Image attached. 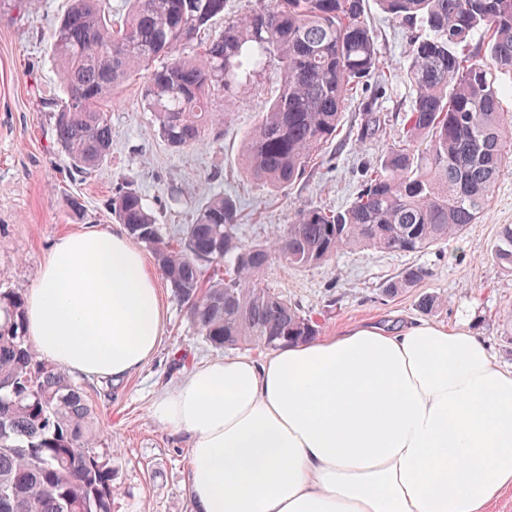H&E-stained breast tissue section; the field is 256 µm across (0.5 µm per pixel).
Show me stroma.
I'll return each instance as SVG.
<instances>
[{
	"mask_svg": "<svg viewBox=\"0 0 512 512\" xmlns=\"http://www.w3.org/2000/svg\"><path fill=\"white\" fill-rule=\"evenodd\" d=\"M68 0H27L0 10V288L27 293L36 284L43 256L62 236L88 228L112 229L113 194L134 184L156 212L166 234L190 223L208 197L224 193L241 203L237 234L255 243L291 223L298 210L349 205L365 168L404 134L411 90L398 77L372 78L362 97L376 96L380 126L362 136L361 99L345 106L335 141L310 174L284 191L263 187L242 172L239 154L259 115L277 96L280 75L269 66L240 95L222 127L204 144L171 150L153 131L150 113L138 108L141 76H133L108 104L112 159L102 169L73 175L53 137V108L62 95L48 47ZM384 58L404 63L410 34L366 0ZM82 213H75L71 200ZM512 224V163L496 180L487 210L464 233L421 253L346 249L326 264L293 268L272 262L265 286L317 318L322 331L357 322L397 327L419 320L466 326L489 347L496 362L512 366V270L492 259L502 225ZM422 265L430 278L395 297L385 283L405 267ZM158 288L167 308L162 343L153 360L121 383L72 379L84 389L97 418L98 445L112 453L117 490L112 512H193L187 488V436L158 426L151 415L156 394L174 389L188 371L223 351L208 346L190 326L170 285ZM442 304L425 312L419 300Z\"/></svg>",
	"mask_w": 512,
	"mask_h": 512,
	"instance_id": "stroma-1",
	"label": "stroma"
}]
</instances>
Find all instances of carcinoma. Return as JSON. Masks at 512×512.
I'll return each mask as SVG.
<instances>
[{"label": "carcinoma", "instance_id": "1", "mask_svg": "<svg viewBox=\"0 0 512 512\" xmlns=\"http://www.w3.org/2000/svg\"><path fill=\"white\" fill-rule=\"evenodd\" d=\"M112 24L105 0H71L51 37L62 97L56 143L71 171L88 174L112 155L104 102L138 71L149 76L140 106L179 151L224 125L233 100L271 58L281 91L247 135L240 166L285 190L305 177L336 138L346 102L386 69L365 0H263L233 18L226 0H129ZM410 32L403 78L413 88L406 134L379 159L342 210L310 207L262 243L237 236L231 196L203 201L177 243L129 185L112 197V218L153 255L211 346L273 350L320 334L319 325L261 285L273 261L319 266L346 248L420 253L478 223L493 184L512 163V0H377ZM217 19L224 30L198 36ZM224 111L213 110L214 91ZM494 261L512 270V225ZM430 276L412 265L387 281L393 297ZM25 298L0 289V512H112V454L97 447L96 417L80 386L39 358L24 328Z\"/></svg>", "mask_w": 512, "mask_h": 512}]
</instances>
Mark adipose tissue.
I'll use <instances>...</instances> for the list:
<instances>
[{
    "label": "adipose tissue",
    "instance_id": "obj_1",
    "mask_svg": "<svg viewBox=\"0 0 512 512\" xmlns=\"http://www.w3.org/2000/svg\"><path fill=\"white\" fill-rule=\"evenodd\" d=\"M40 358L99 380L142 370L166 315L120 229L61 237L26 296ZM151 414L190 439L195 512H482L512 486V369L470 330L415 321L195 368Z\"/></svg>",
    "mask_w": 512,
    "mask_h": 512
}]
</instances>
